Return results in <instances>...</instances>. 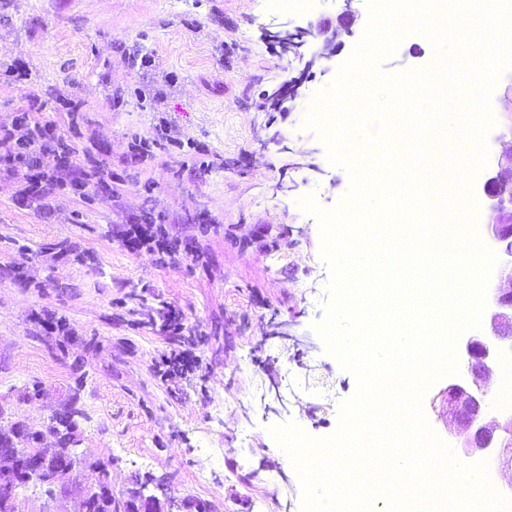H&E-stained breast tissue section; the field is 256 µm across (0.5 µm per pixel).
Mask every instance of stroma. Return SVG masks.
<instances>
[{"label": "stroma", "instance_id": "1", "mask_svg": "<svg viewBox=\"0 0 512 512\" xmlns=\"http://www.w3.org/2000/svg\"><path fill=\"white\" fill-rule=\"evenodd\" d=\"M367 20L365 0H0V126L41 108L62 131L56 153L78 163L70 149L86 146L111 170L83 196L31 202L25 163L0 158V428H41L76 387L81 446L114 493L150 474L211 512H299L271 430L329 437L357 388L315 329L329 270L319 220L298 205L335 207L350 176L305 117ZM318 24L337 33L333 58L321 35L288 51L274 39ZM432 54L414 33L379 67L422 69ZM140 139L148 158L131 150ZM147 215L182 263L125 244L124 225ZM170 307L181 334L162 326ZM190 342L202 383L163 381L158 354ZM423 409L458 449L447 378Z\"/></svg>", "mask_w": 512, "mask_h": 512}]
</instances>
